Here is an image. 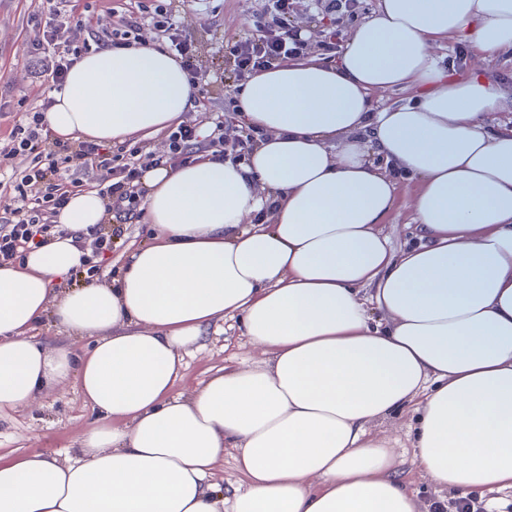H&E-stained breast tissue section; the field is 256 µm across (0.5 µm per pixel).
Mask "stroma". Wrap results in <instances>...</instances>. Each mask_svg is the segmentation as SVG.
Wrapping results in <instances>:
<instances>
[{
	"instance_id": "35a3bbf8",
	"label": "stroma",
	"mask_w": 512,
	"mask_h": 512,
	"mask_svg": "<svg viewBox=\"0 0 512 512\" xmlns=\"http://www.w3.org/2000/svg\"><path fill=\"white\" fill-rule=\"evenodd\" d=\"M259 5L260 0H187L179 24L197 40L206 73L231 70L222 44L226 38L241 39L249 35L247 18ZM43 6V0H0V99L17 101L20 94L30 89L27 50L34 36L31 18ZM471 47L470 40L452 37L436 45L434 53L438 63L449 73L482 74L512 83L511 55L493 54L481 58L472 53ZM460 48L467 49L468 55L464 65L458 67L453 59ZM150 233L148 224L128 225L102 265L98 281L117 283L129 244L147 240ZM256 356V350L240 336L235 322L225 321L208 333L202 348L186 356L183 377L176 390L184 397H192L211 374L228 362L250 361ZM414 417V412L406 410L378 424L377 429L396 441V465L404 481L417 491L421 500L428 502L438 491L414 463ZM95 422L96 415L85 404L76 379H69L49 389L29 406L0 413V458L11 460L32 452H43L59 459L69 457L82 432Z\"/></svg>"
}]
</instances>
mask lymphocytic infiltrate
I'll use <instances>...</instances> for the list:
<instances>
[{"label": "lymphocytic infiltrate", "instance_id": "obj_1", "mask_svg": "<svg viewBox=\"0 0 512 512\" xmlns=\"http://www.w3.org/2000/svg\"><path fill=\"white\" fill-rule=\"evenodd\" d=\"M48 4L45 19L38 23L30 45L33 77L44 96L39 105L25 107L23 118L11 127L7 143L0 145V153L20 155L27 161L10 185L21 204L0 217V265L16 262L31 247L65 234L57 217L71 197L85 189L83 181L69 172L68 163L73 158L89 161L96 172L95 188L107 198V213L117 222L113 229L100 224L87 228L102 255L111 251L121 225L141 216L144 190L140 179L144 169L187 164L201 152L239 162L263 139L260 131L245 125L239 138L225 141L220 122L204 136L189 120L170 126L161 147L151 151L125 142L108 146L55 137L46 114L54 103L53 92L62 89L74 62L92 51L137 45L143 25L153 27L167 49L173 51L190 83L197 85L196 103L205 104L210 82L199 63L195 40L177 24L185 0H124L121 9L98 18L95 28L81 40L70 36L65 27L66 18L76 15L79 0H48ZM357 8L358 0H262L248 21L251 35L224 45V55L233 63L230 81L225 85L226 98L239 95L245 81L261 70L304 57L335 59L344 48L343 27L355 18ZM303 13L322 22L320 40L310 41L293 26L294 16Z\"/></svg>", "mask_w": 512, "mask_h": 512}]
</instances>
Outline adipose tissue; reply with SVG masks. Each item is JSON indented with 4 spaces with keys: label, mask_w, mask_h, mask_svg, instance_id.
<instances>
[{
    "label": "adipose tissue",
    "mask_w": 512,
    "mask_h": 512,
    "mask_svg": "<svg viewBox=\"0 0 512 512\" xmlns=\"http://www.w3.org/2000/svg\"><path fill=\"white\" fill-rule=\"evenodd\" d=\"M460 35L512 54V0H378L336 62L254 74L238 116L265 140L146 170L153 237L118 286L61 285L104 219L94 189L61 212L70 236L0 266V411L73 377L100 416L72 457L0 462V512H422L373 429L407 407L438 490L512 491V128L488 120L512 89L438 68ZM54 98L53 133L108 144L179 121L194 90L143 44L85 56ZM395 170L418 181L399 250ZM48 313L92 338L83 357L33 341ZM228 318L261 358L184 398L187 348ZM227 454L245 488L217 482Z\"/></svg>",
    "instance_id": "obj_1"
}]
</instances>
